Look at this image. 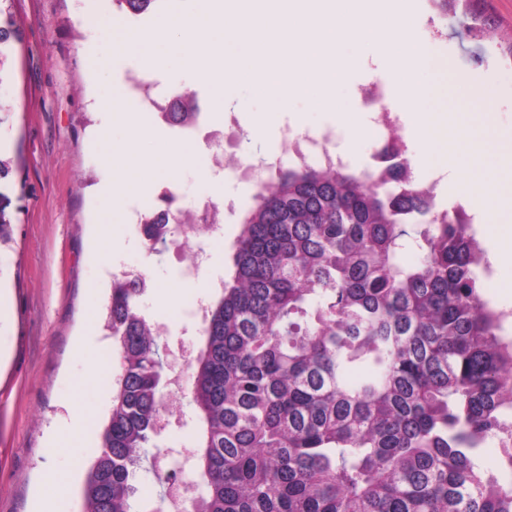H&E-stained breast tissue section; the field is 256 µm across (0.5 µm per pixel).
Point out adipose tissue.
Returning <instances> with one entry per match:
<instances>
[{
    "mask_svg": "<svg viewBox=\"0 0 512 512\" xmlns=\"http://www.w3.org/2000/svg\"><path fill=\"white\" fill-rule=\"evenodd\" d=\"M101 106L103 110L111 112L113 119L118 120L126 131L121 142L116 143L106 137L100 142L104 156L117 162L116 173L108 190L113 207H121L134 190L174 173L177 168L199 167V154L193 149L179 146L160 152L146 149L150 133L142 126L138 107L126 89L113 88L111 96L102 99Z\"/></svg>",
    "mask_w": 512,
    "mask_h": 512,
    "instance_id": "ef3b65f1",
    "label": "adipose tissue"
}]
</instances>
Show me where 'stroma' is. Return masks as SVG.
<instances>
[{
	"label": "stroma",
	"instance_id": "stroma-1",
	"mask_svg": "<svg viewBox=\"0 0 512 512\" xmlns=\"http://www.w3.org/2000/svg\"><path fill=\"white\" fill-rule=\"evenodd\" d=\"M415 5L421 15L416 39L448 63L461 92L485 94L488 128L483 134L470 131L463 115L451 114L461 132L452 147L461 174L450 178L439 174L412 134L405 105L388 97L382 106L397 121L411 178L432 182L437 209L466 207L485 255L483 299L501 315L500 337L512 342V264L494 261L498 243L471 205L472 196L489 191L479 174L512 166V159H490L479 150L486 134L512 141V0H459L445 15L432 0ZM0 8L18 33L0 76V100L13 107L0 123V155L13 163L11 175L0 181V210L12 221L9 240L0 243V512H34L39 500L55 503L59 512H84L80 487L100 448L98 426L112 407V381L99 376L97 362L112 351L105 324L113 273L146 274L152 286L139 299L142 314L166 325L168 350L194 351L200 328L175 313L190 297L211 301L213 283L227 278L241 220L255 203L259 181L291 167L282 152L291 115L309 131L334 127L336 121L306 96L289 97L277 110L251 85L239 84L224 120L232 125L229 156L251 176L227 180L214 173L201 139L175 137L171 128L142 115L156 147L194 146L203 168L152 182L137 203L157 206L169 188L177 206L191 208L216 197L224 209L223 246L205 244L197 276L181 280V260L171 247L146 250L125 224L110 223L104 213L100 190L111 183L112 169L100 138L107 132L120 141L125 130L99 101L113 86L146 80L161 99L190 95L210 122L209 87L193 83L182 66L153 72L116 49L112 23L145 29L151 21L118 13L114 0H5ZM469 14L489 22L490 35L473 37L465 26ZM376 85L388 88L392 81L387 63L372 57L367 67L345 74L336 97L348 111L361 112L364 95ZM196 440V412L185 396L174 404L148 454L165 467L172 450L195 447Z\"/></svg>",
	"mask_w": 512,
	"mask_h": 512
}]
</instances>
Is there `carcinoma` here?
<instances>
[{
	"instance_id": "cac0c4a2",
	"label": "carcinoma",
	"mask_w": 512,
	"mask_h": 512,
	"mask_svg": "<svg viewBox=\"0 0 512 512\" xmlns=\"http://www.w3.org/2000/svg\"><path fill=\"white\" fill-rule=\"evenodd\" d=\"M16 38L0 22V72ZM393 157L374 179L301 166L260 185L190 363L204 492L182 512H512V344L481 297L482 251ZM144 293L139 276L112 282L119 371L85 512H135L166 410ZM489 437L506 476L475 460Z\"/></svg>"
}]
</instances>
